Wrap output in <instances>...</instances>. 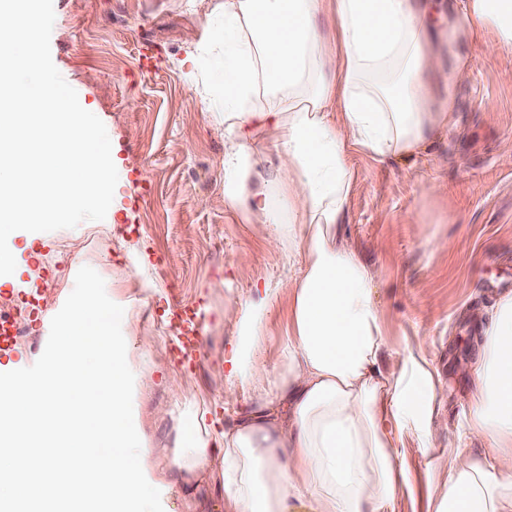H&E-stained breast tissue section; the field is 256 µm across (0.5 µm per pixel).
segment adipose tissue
Returning <instances> with one entry per match:
<instances>
[{"mask_svg":"<svg viewBox=\"0 0 512 512\" xmlns=\"http://www.w3.org/2000/svg\"><path fill=\"white\" fill-rule=\"evenodd\" d=\"M432 24V0H224L212 33L224 44V91L209 102L227 142L224 205L265 226L270 251L303 262L223 316L236 331L227 377L254 387L253 407L222 429L183 427L145 459L172 460L189 479L218 470L225 512H393L410 486L396 452L404 430L436 448L428 363L411 348L399 370H382L375 273L342 235L351 151L412 157L458 122L453 98L432 92L445 67L427 40ZM480 32L485 53L512 52V0H462L456 39ZM262 133L277 160L267 173L255 151ZM281 297L288 352L272 374L255 354L267 305ZM467 368L469 432L484 451L449 466L427 512H512V292Z\"/></svg>","mask_w":512,"mask_h":512,"instance_id":"1","label":"adipose tissue"}]
</instances>
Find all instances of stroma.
<instances>
[{
	"label": "stroma",
	"instance_id": "35a3bbf8",
	"mask_svg": "<svg viewBox=\"0 0 512 512\" xmlns=\"http://www.w3.org/2000/svg\"><path fill=\"white\" fill-rule=\"evenodd\" d=\"M223 2L53 0V63L81 106L105 124L118 183L104 220L14 232L8 246L17 267L0 276V308L34 303L25 338L0 355V372L41 356L81 267L98 272L112 301L135 302L157 331L147 345L126 340L134 375L152 380L133 394L134 424L146 444L173 442L178 432L158 406L191 402L223 426L251 408V392L224 378L234 330L219 317L302 262L269 251L259 225L238 223L224 208V136L207 110L208 92L224 87L222 44L202 52L204 83L186 76L188 58L198 53L190 35L221 25ZM458 4L440 0L430 36L441 56L457 50L472 59L468 83L453 84L446 71L433 82L436 97L454 96L457 125L435 134L418 156L350 159L355 186L343 233L377 272L374 296L387 332L381 367L400 369L403 349H418L434 377V422L451 430L431 454L416 432H404L400 454L411 489L397 497V512H425L428 496L445 492L457 448L478 452L466 439L473 378L460 366L475 354L495 300L512 291V53L485 55L481 33L456 42L448 12ZM436 180L447 182L446 198L430 195ZM437 240L443 249L434 248ZM244 252L246 264L238 261ZM137 260L157 284L151 296L125 280ZM183 305L200 308L205 324L189 361L172 315ZM287 323L282 298L266 324L261 360L269 372L288 350ZM174 374L182 381L177 392L169 384ZM146 478L160 491L164 512H224V490L213 476L185 486L164 460Z\"/></svg>",
	"mask_w": 512,
	"mask_h": 512
}]
</instances>
